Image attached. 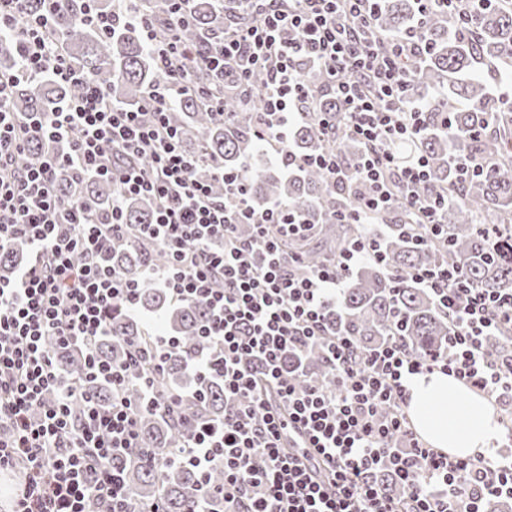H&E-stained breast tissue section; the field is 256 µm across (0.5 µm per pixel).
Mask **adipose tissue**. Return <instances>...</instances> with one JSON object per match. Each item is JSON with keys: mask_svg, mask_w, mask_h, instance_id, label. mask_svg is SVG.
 <instances>
[{"mask_svg": "<svg viewBox=\"0 0 512 512\" xmlns=\"http://www.w3.org/2000/svg\"><path fill=\"white\" fill-rule=\"evenodd\" d=\"M460 399L448 409V398ZM408 418L429 447L467 459L494 458L504 434L489 401L457 378L434 372L416 376L409 384Z\"/></svg>", "mask_w": 512, "mask_h": 512, "instance_id": "obj_1", "label": "adipose tissue"}]
</instances>
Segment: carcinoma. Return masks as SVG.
Listing matches in <instances>:
<instances>
[{"instance_id": "obj_1", "label": "carcinoma", "mask_w": 512, "mask_h": 512, "mask_svg": "<svg viewBox=\"0 0 512 512\" xmlns=\"http://www.w3.org/2000/svg\"><path fill=\"white\" fill-rule=\"evenodd\" d=\"M67 9L55 15L51 32L75 64L91 75L117 104H136L143 88L156 81L159 71L137 31L120 29L101 36L79 20V0H69ZM130 6L139 10L141 3ZM144 8L156 32L166 33L173 11L171 0H152ZM470 20L459 19L457 0H435L424 7L420 0H374L369 5L370 24L365 36L390 46L401 39H411L420 46L409 63V77L402 86L404 105L417 103L424 112L425 134L396 146L400 154L428 159L430 187L448 196L443 212L444 231L440 238L418 246L399 234L397 224L408 214L401 208L386 211L378 219L385 232L386 263L367 261L349 276L345 288L330 307L328 320L336 332L354 339L358 351L370 352L392 336L401 338L414 357L434 354L448 344L452 325L436 307L426 290L408 278L407 270L422 266L449 264L463 269L477 287L493 293L512 291V263L497 257L478 231L480 224H500L512 215V103L498 95L495 88L512 81V3L509 0H471L467 6ZM191 10L193 26L183 31V40L196 48L200 35L214 37L250 21L248 11L236 2L195 0ZM295 69L312 92L316 109L338 111L324 72L313 62L300 58ZM266 76L253 74L249 95L251 112L243 107V95L235 88L224 91V121L216 120L196 96L187 94L172 109L171 119L181 135L184 147L199 151L204 160L196 177L211 179L214 166L243 173L248 182L250 205L262 209L275 201L298 208L316 227L313 235L282 242L287 256L300 257L314 268L340 250L348 240L371 232L363 224H339L332 213L360 209L364 188L355 181L333 185L313 167L285 174L277 162L274 168L256 173L249 159L262 144L251 133L252 113L262 111L261 91ZM78 90L54 86L45 79L28 80L15 88L9 101L14 112L32 116L49 112L58 103L74 97ZM293 150L299 156L317 155L336 150L346 161L355 158L360 145L345 137H323L312 120L296 128ZM493 164L489 170L476 169L462 174L461 164ZM60 197L84 199L93 205V213L104 217L112 207V182L107 180H72L59 177ZM125 222L130 227L152 221L155 202L130 198L123 203ZM27 246L18 241L0 254V273L9 275L17 258ZM111 263L139 288V306L159 314L180 343L166 350L161 388L172 389L185 377V357L201 347L197 330L205 318V307L196 302L174 303L158 287L150 270L165 263L157 249H147L134 239L117 253ZM112 333L120 341L104 339L94 352L108 360L121 361L130 351L129 343L142 337L139 322L123 312H114ZM486 349L491 358H512V334L503 332L489 338ZM57 361L73 377L83 375V358L75 353L51 348ZM307 374H327L322 354L313 350L305 355ZM201 414L209 419L224 417V385L207 381L195 399L182 402L179 415ZM139 448H129L112 459L125 469L132 500L146 505L161 499L165 512H190L197 489V476L186 466L164 467L161 462L177 454L184 445L179 420H164L144 413L140 422Z\"/></svg>"}]
</instances>
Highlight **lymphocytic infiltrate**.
<instances>
[{
  "mask_svg": "<svg viewBox=\"0 0 512 512\" xmlns=\"http://www.w3.org/2000/svg\"><path fill=\"white\" fill-rule=\"evenodd\" d=\"M83 2L81 21L101 34L138 28L162 79L138 106L112 104L50 36L67 0H42L37 9L32 0H0V35L17 55L14 72L0 74V253L18 238L28 247L25 261L0 276V473L20 477L7 512H89L93 503L98 512H164L157 501L132 502L112 458L134 446L141 413L176 412L188 395L185 387L157 389L173 339L156 336L150 367L138 375L129 362L93 351L112 335L113 309L143 316L136 285L103 258L124 244L121 201L135 195L156 202L154 221L140 225L138 236L166 258L159 287L172 301L210 310L199 329L205 346L186 358L189 375L224 385L223 420L190 423L184 448L168 460L198 477L193 512H212L215 498L224 512H480L486 498H512V462L448 458L419 442L404 413L409 380L437 370L496 398L512 395V361L491 360L484 346L487 336L512 331V293L473 287L453 266L413 270L453 326L448 346L420 359L396 341L358 353L350 337L331 332L326 312L348 273L380 258L377 236H361L325 264L300 270L298 258L281 252L283 239L311 230L297 209L283 202L250 209L247 183L220 167L213 176L224 195L215 197L195 177L199 159L183 150L169 120L187 93L223 117L226 85H246L253 70H266L255 132L289 166L300 164L290 129L305 120H316L328 138L341 132L363 146L349 163L333 150L310 160L331 182L352 179L367 190L362 211L339 213V223L371 224L399 206L411 217L402 233L422 229L434 237L442 232L441 205L429 191L426 163L400 161L395 152L424 130L417 107L394 106L414 44L366 41L368 0H241L253 19L214 45L204 59L213 81L200 86L181 42L192 21L189 0H172L163 39L145 14ZM301 56L326 71L339 113L314 110L294 67ZM41 77L79 93L33 119L13 112L16 84ZM35 142L47 146L43 160L25 166L21 159ZM63 172L111 180L117 200L107 219L94 218L88 202L61 200ZM240 224L252 225L253 235L238 238ZM308 346L323 348L330 382L302 380L303 364H289L290 352ZM57 348L84 352L85 382L60 369ZM249 359L258 370L246 367ZM98 385L110 389L109 403L99 401ZM290 430L305 436L309 455L289 449ZM217 469L224 473L218 488L210 484ZM381 470L401 484L403 497L379 486Z\"/></svg>",
  "mask_w": 512,
  "mask_h": 512,
  "instance_id": "f902f5d3",
  "label": "lymphocytic infiltrate"
}]
</instances>
